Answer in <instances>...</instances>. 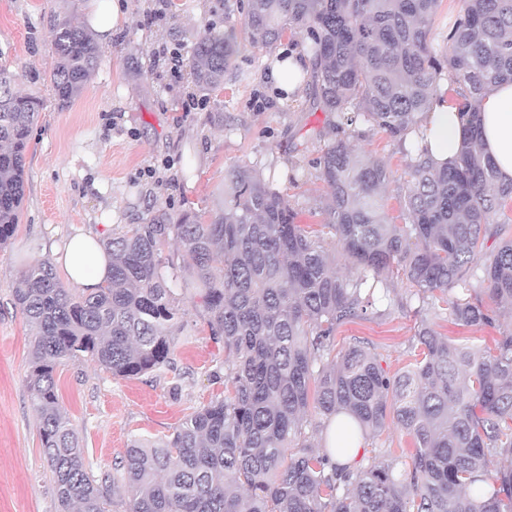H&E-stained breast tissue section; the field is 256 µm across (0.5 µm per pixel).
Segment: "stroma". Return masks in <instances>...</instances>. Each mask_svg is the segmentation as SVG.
<instances>
[{"label": "stroma", "instance_id": "1", "mask_svg": "<svg viewBox=\"0 0 512 512\" xmlns=\"http://www.w3.org/2000/svg\"><path fill=\"white\" fill-rule=\"evenodd\" d=\"M128 20L118 33L99 36L100 65L81 95L59 108L47 82L57 64L50 29L71 11L94 23L104 0H0V66L16 76V88L43 104L26 153V194L15 235L0 246V512H58L41 454L38 418L27 389L31 332L13 303L22 270L38 260L62 269L66 246L77 231L111 235L113 229L147 224L185 212L209 214L224 189V175L247 165L305 214L318 229L324 184L314 161L336 137L323 112L305 94L281 101L265 71L271 51L242 44L221 89L204 108L186 103L196 92L189 70L172 76L157 58L165 49L191 48L209 24L223 26L222 0H124ZM356 148L383 159L396 175L382 191L388 223L400 221L399 180L411 162L385 133L359 125ZM390 313H368L340 326L336 346L368 340L389 373L414 361L420 322L418 299L400 270L387 276ZM183 327L171 369L131 379L89 359L65 362L57 371L58 394L78 431L96 479H110L112 512H128L130 494L119 462L136 437L170 435L192 412L223 395L224 343L212 336L197 294L182 303ZM449 339L479 348L512 331V307L501 306L493 327H465L448 315L436 320ZM182 391L172 396L170 386Z\"/></svg>", "mask_w": 512, "mask_h": 512}]
</instances>
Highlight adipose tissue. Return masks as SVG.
I'll return each mask as SVG.
<instances>
[{
  "mask_svg": "<svg viewBox=\"0 0 512 512\" xmlns=\"http://www.w3.org/2000/svg\"><path fill=\"white\" fill-rule=\"evenodd\" d=\"M459 105L443 91L431 97L425 114L428 127L427 160L437 166L453 160L457 155L462 136ZM480 125L485 147L494 162L501 180H512V82L492 88L481 103ZM111 255L100 243L95 233L74 236L66 249L64 269L72 284L92 288L110 275Z\"/></svg>",
  "mask_w": 512,
  "mask_h": 512,
  "instance_id": "adipose-tissue-1",
  "label": "adipose tissue"
}]
</instances>
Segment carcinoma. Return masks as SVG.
<instances>
[{
	"mask_svg": "<svg viewBox=\"0 0 512 512\" xmlns=\"http://www.w3.org/2000/svg\"><path fill=\"white\" fill-rule=\"evenodd\" d=\"M434 43L440 0H246L244 26L224 13L193 48L198 91L224 85L241 39L275 48L287 34L311 57L310 109L339 130L316 161L326 187L322 230L248 166L224 175L223 200L204 220L136 224L101 240L112 254L107 280L75 295L38 260L20 276L14 305L32 339L27 389L59 512H110L111 486L88 471L81 438L59 401L55 374L86 356L123 378L172 364L184 310L170 271L193 278L213 335L224 340V396L165 437L135 438L121 461L129 512H512V332L494 347L450 341L435 328L446 309L463 326L496 324L512 305V238L497 222L512 183L497 181L484 150L480 103L512 80V0H463ZM58 62L50 76L66 108L95 73L102 50L77 12L54 24ZM447 78L463 98V141L451 164L415 159L403 181L400 218L385 221L381 188L394 178L381 159L352 144L363 122L404 145L423 134V114ZM0 68V245L17 231L26 150L42 102L15 90ZM181 246L163 260L169 238ZM358 271H333L327 238ZM491 238L499 239L492 248ZM400 267L433 318L414 334L417 359L389 374L370 342L336 351L339 326L392 306L384 272ZM469 278L474 293L452 295ZM445 307H440V304ZM314 408L336 420L335 455L302 436ZM410 436L411 463L343 461L346 445L385 431Z\"/></svg>",
	"mask_w": 512,
	"mask_h": 512,
	"instance_id": "carcinoma-1",
	"label": "carcinoma"
}]
</instances>
